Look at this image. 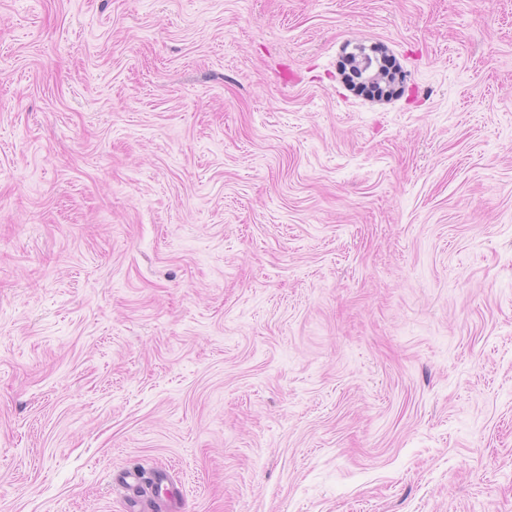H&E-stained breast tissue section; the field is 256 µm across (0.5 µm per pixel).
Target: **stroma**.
Instances as JSON below:
<instances>
[{"label": "stroma", "mask_w": 512, "mask_h": 512, "mask_svg": "<svg viewBox=\"0 0 512 512\" xmlns=\"http://www.w3.org/2000/svg\"><path fill=\"white\" fill-rule=\"evenodd\" d=\"M125 469L512 512V0H0V512Z\"/></svg>", "instance_id": "35a3bbf8"}]
</instances>
